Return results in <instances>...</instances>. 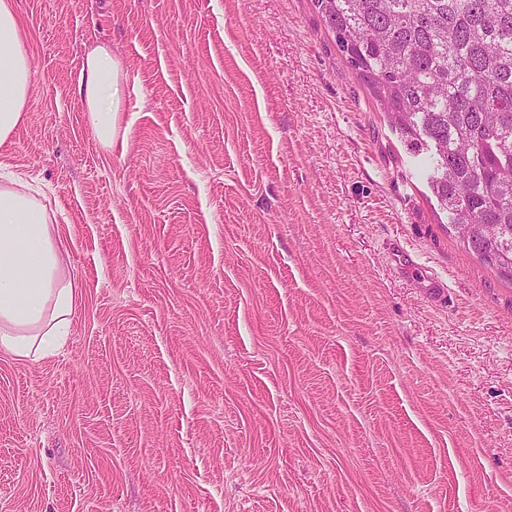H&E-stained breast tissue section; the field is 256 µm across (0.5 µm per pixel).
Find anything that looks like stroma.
<instances>
[{
    "mask_svg": "<svg viewBox=\"0 0 512 512\" xmlns=\"http://www.w3.org/2000/svg\"><path fill=\"white\" fill-rule=\"evenodd\" d=\"M18 8L0 171L44 187L81 302L55 357L0 355V512H512V281L448 233L311 0ZM99 42L109 152L76 96ZM28 35L16 0H0V148H8L27 119L32 68ZM123 76L120 60L112 50L97 44L84 55L77 94L90 132L105 149L111 150L120 133L119 104L114 100ZM392 261L399 269L415 273L419 288L422 289L427 301L435 306H446L448 304V284L438 277L428 274L426 269L415 262L411 253L403 246L396 244L391 249Z\"/></svg>",
    "mask_w": 512,
    "mask_h": 512,
    "instance_id": "35a3bbf8",
    "label": "stroma"
}]
</instances>
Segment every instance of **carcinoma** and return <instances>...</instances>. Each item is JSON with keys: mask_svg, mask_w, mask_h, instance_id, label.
Wrapping results in <instances>:
<instances>
[{"mask_svg": "<svg viewBox=\"0 0 512 512\" xmlns=\"http://www.w3.org/2000/svg\"><path fill=\"white\" fill-rule=\"evenodd\" d=\"M465 248L512 279V0H312Z\"/></svg>", "mask_w": 512, "mask_h": 512, "instance_id": "cac0c4a2", "label": "carcinoma"}]
</instances>
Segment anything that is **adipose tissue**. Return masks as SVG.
<instances>
[{"label": "adipose tissue", "instance_id": "1", "mask_svg": "<svg viewBox=\"0 0 512 512\" xmlns=\"http://www.w3.org/2000/svg\"><path fill=\"white\" fill-rule=\"evenodd\" d=\"M122 76V63L109 47L87 49L77 94L91 133L107 149L120 133L115 94ZM31 79L28 35L16 0H0V148L10 146L26 122ZM43 196L23 175L0 177V354L18 362L59 353L81 297Z\"/></svg>", "mask_w": 512, "mask_h": 512}]
</instances>
